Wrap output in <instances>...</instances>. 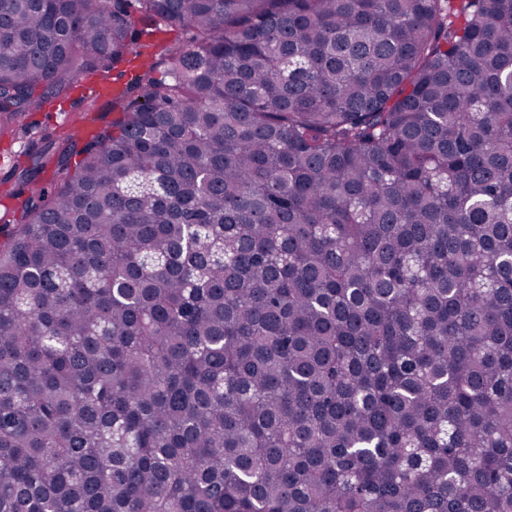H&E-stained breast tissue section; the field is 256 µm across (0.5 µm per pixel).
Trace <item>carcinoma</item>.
I'll return each mask as SVG.
<instances>
[{
  "label": "carcinoma",
  "instance_id": "1",
  "mask_svg": "<svg viewBox=\"0 0 512 512\" xmlns=\"http://www.w3.org/2000/svg\"><path fill=\"white\" fill-rule=\"evenodd\" d=\"M148 52L0 227V512H512V0H0V133Z\"/></svg>",
  "mask_w": 512,
  "mask_h": 512
}]
</instances>
